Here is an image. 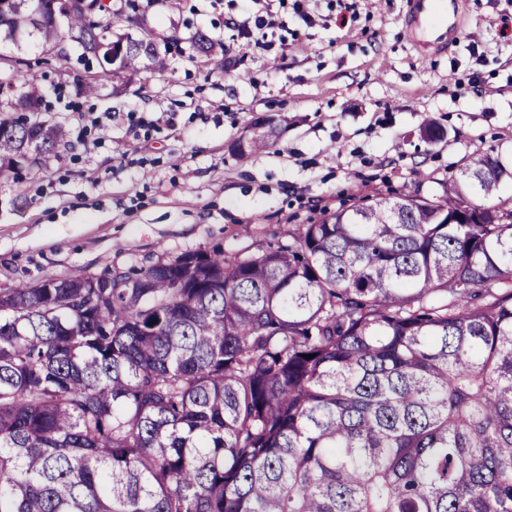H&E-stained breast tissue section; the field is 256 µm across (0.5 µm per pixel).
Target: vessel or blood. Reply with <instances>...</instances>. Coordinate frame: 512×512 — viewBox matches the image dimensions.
I'll return each instance as SVG.
<instances>
[{
    "instance_id": "obj_1",
    "label": "vessel or blood",
    "mask_w": 512,
    "mask_h": 512,
    "mask_svg": "<svg viewBox=\"0 0 512 512\" xmlns=\"http://www.w3.org/2000/svg\"><path fill=\"white\" fill-rule=\"evenodd\" d=\"M406 25L421 54L445 52L461 36L458 0H410Z\"/></svg>"
}]
</instances>
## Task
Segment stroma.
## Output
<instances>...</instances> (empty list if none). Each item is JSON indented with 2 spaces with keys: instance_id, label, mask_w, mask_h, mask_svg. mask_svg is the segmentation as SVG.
<instances>
[{
  "instance_id": "obj_1",
  "label": "stroma",
  "mask_w": 512,
  "mask_h": 512,
  "mask_svg": "<svg viewBox=\"0 0 512 512\" xmlns=\"http://www.w3.org/2000/svg\"><path fill=\"white\" fill-rule=\"evenodd\" d=\"M448 53L414 51L406 0H305V25L272 0L287 48L246 44L226 19L253 0H138L144 29L112 0L113 32L148 33L172 70L134 85L80 92L95 70L32 46L0 52V103L38 77L68 137L42 165L0 177V285L44 276L138 270L222 247L250 255L288 242L323 212L376 197L441 195L466 159L496 152L512 166V0H464ZM204 32L226 53L191 54ZM150 127H133L131 117ZM259 119L273 147L240 160L233 144ZM437 141H430L427 129ZM21 207H13L17 194Z\"/></svg>"
}]
</instances>
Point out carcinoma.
Masks as SVG:
<instances>
[{"label": "carcinoma", "instance_id": "1", "mask_svg": "<svg viewBox=\"0 0 512 512\" xmlns=\"http://www.w3.org/2000/svg\"><path fill=\"white\" fill-rule=\"evenodd\" d=\"M52 2L13 0L0 45L96 54L111 0ZM99 67L81 92L168 71L145 36ZM20 103L48 111L34 81ZM253 129L241 158L275 141ZM65 136L0 119V176ZM506 174L485 153L441 196L325 212L273 250L0 288V512H512Z\"/></svg>", "mask_w": 512, "mask_h": 512}]
</instances>
